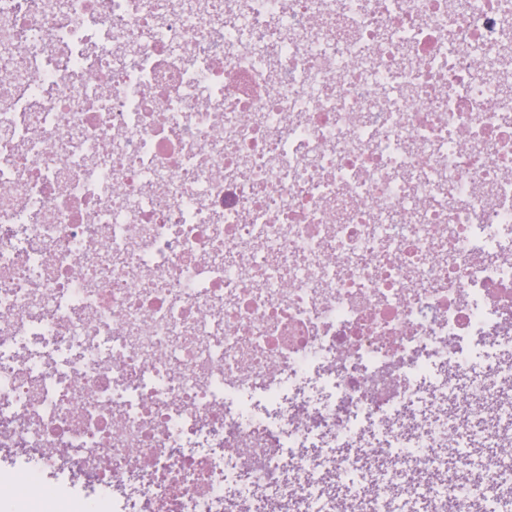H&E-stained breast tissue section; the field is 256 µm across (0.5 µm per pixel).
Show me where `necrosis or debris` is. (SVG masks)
<instances>
[{
	"instance_id": "4bbe7bcc",
	"label": "necrosis or debris",
	"mask_w": 512,
	"mask_h": 512,
	"mask_svg": "<svg viewBox=\"0 0 512 512\" xmlns=\"http://www.w3.org/2000/svg\"><path fill=\"white\" fill-rule=\"evenodd\" d=\"M508 7L0 0V427L40 451L0 506L307 500V444L428 373L499 403L468 373L512 346Z\"/></svg>"
}]
</instances>
